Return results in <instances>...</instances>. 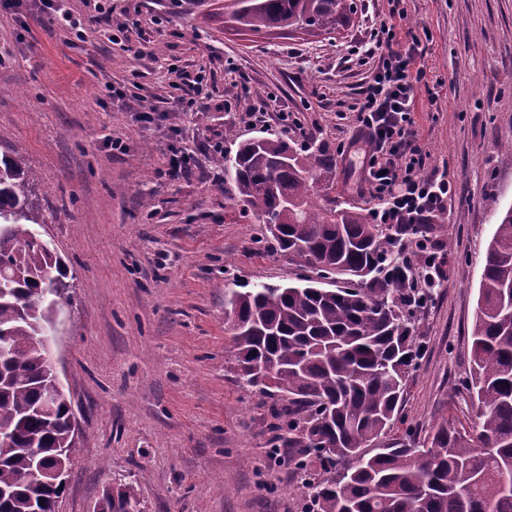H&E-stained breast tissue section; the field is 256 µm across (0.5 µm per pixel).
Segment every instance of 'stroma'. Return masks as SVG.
I'll return each mask as SVG.
<instances>
[{
	"label": "stroma",
	"instance_id": "1",
	"mask_svg": "<svg viewBox=\"0 0 512 512\" xmlns=\"http://www.w3.org/2000/svg\"><path fill=\"white\" fill-rule=\"evenodd\" d=\"M356 2L348 27L309 36L237 30L224 0H110L113 42L0 8V156L34 174L41 232L73 276L56 358L81 434L60 512H94L120 480L138 484L144 512H301L300 476L266 455L269 400L237 380L224 288L307 270L265 250L215 157L236 149L228 128L313 151L352 137L364 50L395 6L401 44L429 36L422 62L438 98L418 92L416 128L460 193L426 226L438 285L412 317L422 355L381 440L471 423L480 280L497 212L512 207V0ZM108 79L123 98L107 97ZM172 144L194 157L191 176L168 178ZM356 178L340 159L317 188L366 214L374 202Z\"/></svg>",
	"mask_w": 512,
	"mask_h": 512
}]
</instances>
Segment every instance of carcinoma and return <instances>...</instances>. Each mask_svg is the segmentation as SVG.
I'll list each match as a JSON object with an SVG mask.
<instances>
[{
  "label": "carcinoma",
  "mask_w": 512,
  "mask_h": 512,
  "mask_svg": "<svg viewBox=\"0 0 512 512\" xmlns=\"http://www.w3.org/2000/svg\"><path fill=\"white\" fill-rule=\"evenodd\" d=\"M224 10L252 32L333 33L357 4L230 0ZM216 161L276 250L316 274L303 286L224 287L236 314L229 331L238 380L271 400L270 453L302 449L289 463L302 479L304 512H512V208L499 215L479 287L466 383L477 403L474 425L445 420L422 445L408 437L380 448L377 440L400 420L408 381L396 367L419 357L405 307L429 296L408 287L396 264L399 239L381 236L365 215L314 201L317 172L336 166L326 150L313 155L260 136ZM32 182L22 158L0 159V339L12 351L0 358V512H52L63 489L39 464L71 442L70 401L52 391L40 341L57 309L33 301L43 289L69 288V270L34 229L44 218L29 203ZM326 277L341 286L318 287ZM140 505L138 487L119 483L103 488L96 512Z\"/></svg>",
  "instance_id": "1"
}]
</instances>
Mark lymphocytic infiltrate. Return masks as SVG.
Returning <instances> with one entry per match:
<instances>
[{"label": "lymphocytic infiltrate", "instance_id": "f902f5d3", "mask_svg": "<svg viewBox=\"0 0 512 512\" xmlns=\"http://www.w3.org/2000/svg\"><path fill=\"white\" fill-rule=\"evenodd\" d=\"M5 3L21 11L35 7L44 26H66L85 41L104 31V15L86 21L75 18L61 8V0H36L32 5L27 0ZM420 53L419 37H412L408 48L402 50L395 46L393 24L381 25L365 51L374 65L359 89L356 132L349 141L337 145L336 154L360 158L356 193L374 200L373 223L413 240V247L401 253L402 263L413 284L431 288L435 285L429 271L433 259L425 254L426 239L418 227L447 210L457 195V185L447 172L428 167L430 154L416 130L415 92L426 83V72L417 64Z\"/></svg>", "mask_w": 512, "mask_h": 512}]
</instances>
